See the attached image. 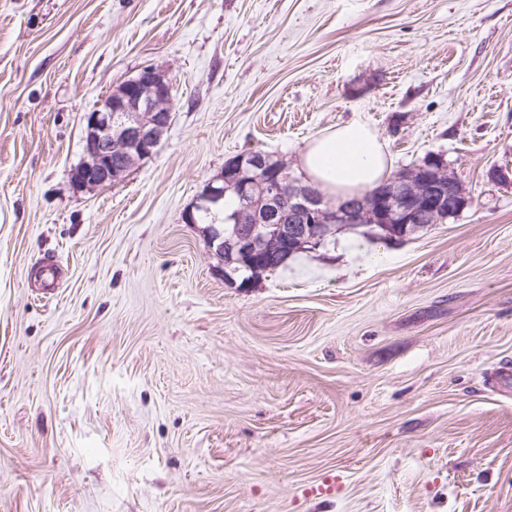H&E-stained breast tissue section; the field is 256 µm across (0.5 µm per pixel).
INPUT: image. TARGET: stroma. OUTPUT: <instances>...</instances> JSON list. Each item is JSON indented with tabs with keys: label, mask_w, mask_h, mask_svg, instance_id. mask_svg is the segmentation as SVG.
Here are the masks:
<instances>
[{
	"label": "stroma",
	"mask_w": 512,
	"mask_h": 512,
	"mask_svg": "<svg viewBox=\"0 0 512 512\" xmlns=\"http://www.w3.org/2000/svg\"><path fill=\"white\" fill-rule=\"evenodd\" d=\"M148 64L156 153L74 191ZM350 120L471 203L227 284L204 184ZM507 367L512 0H0V512H512Z\"/></svg>",
	"instance_id": "1"
}]
</instances>
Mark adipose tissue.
Here are the masks:
<instances>
[{
    "instance_id": "adipose-tissue-1",
    "label": "adipose tissue",
    "mask_w": 512,
    "mask_h": 512,
    "mask_svg": "<svg viewBox=\"0 0 512 512\" xmlns=\"http://www.w3.org/2000/svg\"><path fill=\"white\" fill-rule=\"evenodd\" d=\"M299 167L310 186L343 201L385 183L392 161L380 134L352 120L311 139Z\"/></svg>"
}]
</instances>
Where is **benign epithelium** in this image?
<instances>
[{"label": "benign epithelium", "instance_id": "obj_1", "mask_svg": "<svg viewBox=\"0 0 512 512\" xmlns=\"http://www.w3.org/2000/svg\"><path fill=\"white\" fill-rule=\"evenodd\" d=\"M172 91L162 71L145 66L86 113L82 158L68 172L73 189L93 192L150 158L173 120ZM229 190L241 199L233 236L226 241L224 230L211 225L209 240L225 242L255 276L270 270L275 257L307 244L322 245L334 224H399L403 232H415L470 203L463 182L440 161L436 167L414 166L392 179L383 193H370L357 204L328 206L312 189L296 184L288 163L252 151L224 161L221 174L184 214L185 223H196L195 213L221 204Z\"/></svg>", "mask_w": 512, "mask_h": 512}]
</instances>
